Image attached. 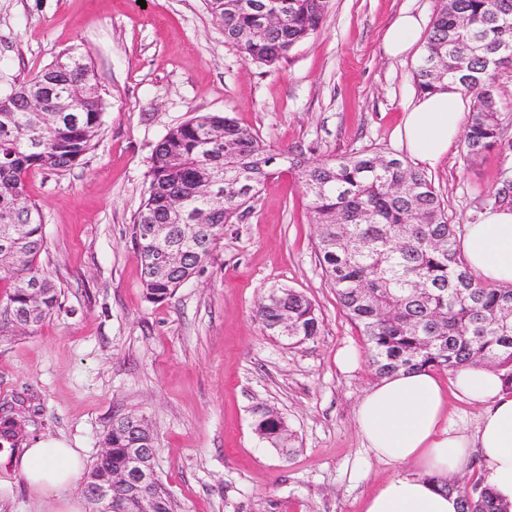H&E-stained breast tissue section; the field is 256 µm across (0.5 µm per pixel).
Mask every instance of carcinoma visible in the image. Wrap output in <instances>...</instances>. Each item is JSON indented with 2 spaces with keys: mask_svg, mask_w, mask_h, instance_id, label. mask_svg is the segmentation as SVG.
Returning <instances> with one entry per match:
<instances>
[{
  "mask_svg": "<svg viewBox=\"0 0 512 512\" xmlns=\"http://www.w3.org/2000/svg\"><path fill=\"white\" fill-rule=\"evenodd\" d=\"M224 25V42L244 60L274 68L299 43L321 32L331 0H204ZM512 66V0H440L414 71L420 92L448 82L474 98L462 136L466 155L495 149L512 160V138L504 134L507 113L495 94L492 62ZM85 54L71 49L6 92L0 91V335L34 327L61 308V290L39 265L45 245L40 210L28 199L26 178L35 170L59 173L94 148L106 104L88 98L82 112H53L57 98L94 86ZM298 169L311 223L318 233L320 265L343 313L365 338L375 375L486 364L503 372L512 387V287L479 282L456 244L454 225L426 174L403 160L358 152L303 163L290 150H276L226 113H206L170 128L148 161V188L133 217L132 235L144 296L167 301L208 260L224 225L242 220L265 183L284 164ZM230 177L240 189L201 196L202 176ZM145 224L169 226L166 248L180 261L154 276L158 246L143 234ZM40 290L36 314L31 289ZM266 332L277 335L288 319L293 345L320 334L322 319L305 294L272 286L255 305ZM260 438L287 451L288 425L269 407L252 409ZM29 420L0 410V447L27 436ZM111 452L96 457L91 477L124 466L126 448H154L155 434L136 436L126 417L112 421L103 439ZM458 496L459 512H512L475 483L444 482ZM127 512H177L162 482L146 489Z\"/></svg>",
  "mask_w": 512,
  "mask_h": 512,
  "instance_id": "obj_1",
  "label": "carcinoma"
}]
</instances>
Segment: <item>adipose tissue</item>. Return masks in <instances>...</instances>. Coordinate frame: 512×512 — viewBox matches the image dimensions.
<instances>
[{"mask_svg":"<svg viewBox=\"0 0 512 512\" xmlns=\"http://www.w3.org/2000/svg\"><path fill=\"white\" fill-rule=\"evenodd\" d=\"M422 36L420 16L401 13L385 31V51L394 58L407 56ZM464 95L463 88L453 86L419 95L409 105L398 139L415 164L434 167L460 137ZM461 250L480 280L512 285V205L489 208L466 225ZM452 394L481 406L474 432L449 426ZM356 425L375 458L408 467L371 493L362 512H458L457 496L442 490L441 483L474 458L483 486L498 503L512 507V389L494 369L460 368L447 385L428 370L383 378L360 398ZM11 465L35 499L57 502V512H82L69 492L86 461L66 440L38 439L12 456Z\"/></svg>","mask_w":512,"mask_h":512,"instance_id":"adipose-tissue-1","label":"adipose tissue"}]
</instances>
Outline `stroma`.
<instances>
[{
	"mask_svg": "<svg viewBox=\"0 0 512 512\" xmlns=\"http://www.w3.org/2000/svg\"><path fill=\"white\" fill-rule=\"evenodd\" d=\"M439 5L332 0L323 31L268 69L225 44L204 0H0V91L78 47L106 102L95 149L27 181L45 223L39 263L62 301L33 330L0 336V405L32 417L29 439H67L91 460L113 417L143 416L179 512H361L402 471L357 432V404L376 378L368 359L350 372L336 363L364 341L323 274L294 172L271 178L162 303L144 297L132 222L154 146L204 113H230L310 162L361 151L403 158L395 131L418 95V61L388 57L382 37L400 12L429 20ZM504 170L496 152L474 159L457 143L427 176L461 231L493 207ZM274 285L316 304L317 338L294 346L264 332L253 309ZM259 403L285 418L290 455L256 434ZM42 509L0 467V512Z\"/></svg>",
	"mask_w": 512,
	"mask_h": 512,
	"instance_id": "1",
	"label": "stroma"
}]
</instances>
